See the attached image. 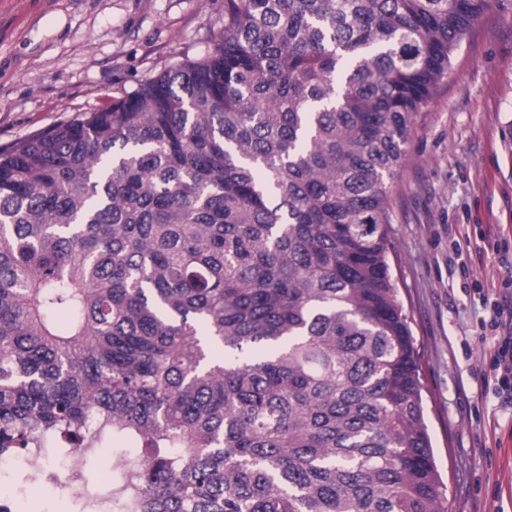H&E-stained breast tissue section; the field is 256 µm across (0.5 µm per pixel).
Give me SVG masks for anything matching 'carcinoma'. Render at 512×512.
Instances as JSON below:
<instances>
[{"mask_svg": "<svg viewBox=\"0 0 512 512\" xmlns=\"http://www.w3.org/2000/svg\"><path fill=\"white\" fill-rule=\"evenodd\" d=\"M493 2L224 0L1 146L0 454L135 444L107 512H447L391 197Z\"/></svg>", "mask_w": 512, "mask_h": 512, "instance_id": "cac0c4a2", "label": "carcinoma"}]
</instances>
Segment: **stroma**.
I'll return each mask as SVG.
<instances>
[{"instance_id": "stroma-1", "label": "stroma", "mask_w": 512, "mask_h": 512, "mask_svg": "<svg viewBox=\"0 0 512 512\" xmlns=\"http://www.w3.org/2000/svg\"><path fill=\"white\" fill-rule=\"evenodd\" d=\"M224 0H0V147L201 56ZM392 258L448 512H512V405L480 343L512 274V12L491 7L415 124Z\"/></svg>"}]
</instances>
